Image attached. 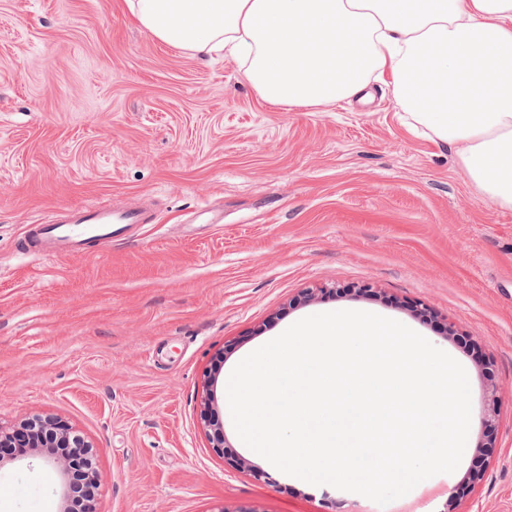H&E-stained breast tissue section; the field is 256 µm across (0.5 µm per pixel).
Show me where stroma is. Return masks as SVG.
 <instances>
[{"instance_id": "1", "label": "stroma", "mask_w": 512, "mask_h": 512, "mask_svg": "<svg viewBox=\"0 0 512 512\" xmlns=\"http://www.w3.org/2000/svg\"><path fill=\"white\" fill-rule=\"evenodd\" d=\"M365 94L272 105L237 55L173 49L125 0H0V426L68 421L103 477L96 512L372 507L247 448L224 392L253 350L339 310L404 323L468 375L462 461L429 479L447 493L427 499L420 484L396 506L512 512V208L488 200L456 145L417 126L390 86ZM101 199L150 200L153 221L81 256L20 252L48 213ZM207 203L223 223H187ZM209 391L228 461L200 422ZM490 422L497 451L474 482ZM63 508L55 465L0 462V512Z\"/></svg>"}]
</instances>
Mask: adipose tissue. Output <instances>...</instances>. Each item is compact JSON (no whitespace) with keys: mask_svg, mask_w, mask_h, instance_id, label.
<instances>
[{"mask_svg":"<svg viewBox=\"0 0 512 512\" xmlns=\"http://www.w3.org/2000/svg\"><path fill=\"white\" fill-rule=\"evenodd\" d=\"M156 40L209 56L231 49L265 101L331 106L370 79L472 181L512 208V0H127Z\"/></svg>","mask_w":512,"mask_h":512,"instance_id":"1","label":"adipose tissue"}]
</instances>
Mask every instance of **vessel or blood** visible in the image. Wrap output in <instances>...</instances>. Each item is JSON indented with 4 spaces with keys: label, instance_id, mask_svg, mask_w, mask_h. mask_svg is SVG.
<instances>
[{
    "label": "vessel or blood",
    "instance_id": "1",
    "mask_svg": "<svg viewBox=\"0 0 512 512\" xmlns=\"http://www.w3.org/2000/svg\"><path fill=\"white\" fill-rule=\"evenodd\" d=\"M141 208L118 210L97 202L55 211L47 223L29 228L22 238L25 252L57 258L81 254L91 242L104 246L130 238L135 225L149 223Z\"/></svg>",
    "mask_w": 512,
    "mask_h": 512
}]
</instances>
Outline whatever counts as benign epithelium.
<instances>
[{
  "mask_svg": "<svg viewBox=\"0 0 512 512\" xmlns=\"http://www.w3.org/2000/svg\"><path fill=\"white\" fill-rule=\"evenodd\" d=\"M206 428L210 448L220 457H228L225 450L223 426L216 423L209 403H204L200 414ZM7 457L22 459L35 453L57 464L65 479V490H70V477L75 472L85 474L94 486L101 483V475L93 466L91 446L73 434L70 424L60 417L32 419L12 428L0 427V449Z\"/></svg>",
  "mask_w": 512,
  "mask_h": 512,
  "instance_id": "benign-epithelium-1",
  "label": "benign epithelium"
}]
</instances>
